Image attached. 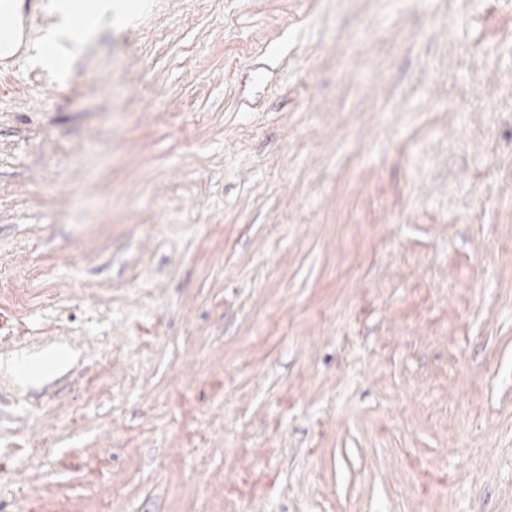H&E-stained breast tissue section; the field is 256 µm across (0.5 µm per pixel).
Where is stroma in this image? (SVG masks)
<instances>
[{
	"label": "stroma",
	"mask_w": 512,
	"mask_h": 512,
	"mask_svg": "<svg viewBox=\"0 0 512 512\" xmlns=\"http://www.w3.org/2000/svg\"><path fill=\"white\" fill-rule=\"evenodd\" d=\"M0 70V512H512V0H151Z\"/></svg>",
	"instance_id": "obj_1"
}]
</instances>
